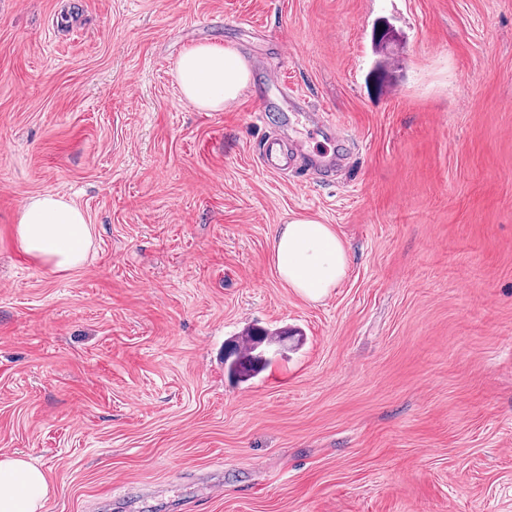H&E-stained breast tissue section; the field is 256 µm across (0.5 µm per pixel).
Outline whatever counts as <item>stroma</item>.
I'll return each mask as SVG.
<instances>
[{"label": "stroma", "instance_id": "35a3bbf8", "mask_svg": "<svg viewBox=\"0 0 512 512\" xmlns=\"http://www.w3.org/2000/svg\"><path fill=\"white\" fill-rule=\"evenodd\" d=\"M201 43L335 120V181L261 167L253 88L182 99ZM47 190L92 227L66 273L11 243ZM293 213L349 251L316 303ZM2 454L45 512H512V0H0ZM280 225L270 258L281 282L310 301L338 288L348 273V257L332 225L298 214ZM245 340L232 346L230 359L224 358L227 373L232 378L253 376L261 367L263 354L258 351L262 343L269 340L268 331L256 328L250 331ZM272 342V338L269 340Z\"/></svg>", "mask_w": 512, "mask_h": 512}]
</instances>
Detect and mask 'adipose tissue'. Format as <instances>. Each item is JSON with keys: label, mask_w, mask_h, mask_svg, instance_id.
<instances>
[{"label": "adipose tissue", "mask_w": 512, "mask_h": 512, "mask_svg": "<svg viewBox=\"0 0 512 512\" xmlns=\"http://www.w3.org/2000/svg\"><path fill=\"white\" fill-rule=\"evenodd\" d=\"M175 78L187 103L200 111L219 112L248 86L250 67L235 49L198 44L181 54ZM15 239L26 257L51 272H66L85 261L91 229L79 207L47 191L23 204ZM271 264L286 287L311 301L338 288L348 273L346 249L332 225L298 214L289 216L274 236ZM50 491L41 468L19 456L0 458V512H44Z\"/></svg>", "instance_id": "obj_1"}]
</instances>
